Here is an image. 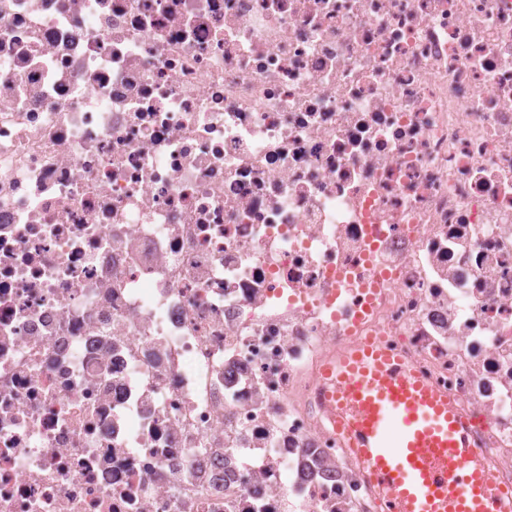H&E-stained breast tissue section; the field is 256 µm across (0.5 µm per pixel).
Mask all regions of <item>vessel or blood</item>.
<instances>
[{
	"label": "vessel or blood",
	"mask_w": 512,
	"mask_h": 512,
	"mask_svg": "<svg viewBox=\"0 0 512 512\" xmlns=\"http://www.w3.org/2000/svg\"><path fill=\"white\" fill-rule=\"evenodd\" d=\"M317 385L387 512H496L470 421L403 358L356 347L330 358Z\"/></svg>",
	"instance_id": "obj_1"
}]
</instances>
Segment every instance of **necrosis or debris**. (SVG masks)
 Segmentation results:
<instances>
[{
    "label": "necrosis or debris",
    "instance_id": "1",
    "mask_svg": "<svg viewBox=\"0 0 512 512\" xmlns=\"http://www.w3.org/2000/svg\"><path fill=\"white\" fill-rule=\"evenodd\" d=\"M351 345L512 512V0H0V512H385Z\"/></svg>",
    "mask_w": 512,
    "mask_h": 512
}]
</instances>
